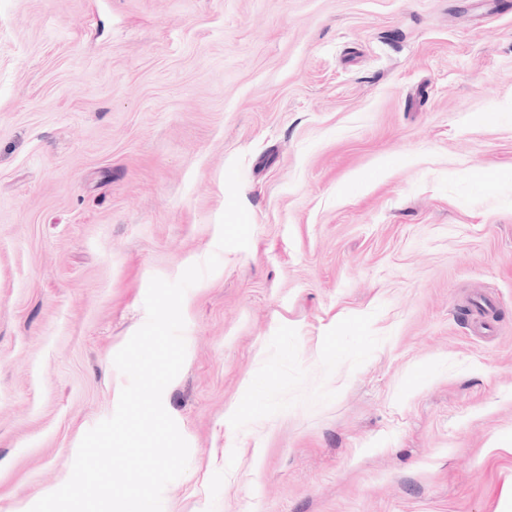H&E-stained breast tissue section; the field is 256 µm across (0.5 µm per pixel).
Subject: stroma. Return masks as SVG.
<instances>
[{
  "label": "stroma",
  "instance_id": "stroma-1",
  "mask_svg": "<svg viewBox=\"0 0 512 512\" xmlns=\"http://www.w3.org/2000/svg\"><path fill=\"white\" fill-rule=\"evenodd\" d=\"M213 253L163 512H500L512 0H0V512L68 480L150 279Z\"/></svg>",
  "mask_w": 512,
  "mask_h": 512
}]
</instances>
